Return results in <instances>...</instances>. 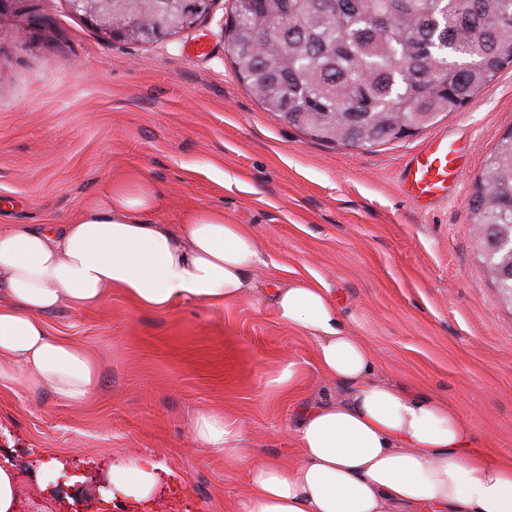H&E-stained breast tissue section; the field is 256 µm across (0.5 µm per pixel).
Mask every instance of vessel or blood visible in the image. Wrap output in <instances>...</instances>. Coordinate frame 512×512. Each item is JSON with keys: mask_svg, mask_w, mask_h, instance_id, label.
Wrapping results in <instances>:
<instances>
[{"mask_svg": "<svg viewBox=\"0 0 512 512\" xmlns=\"http://www.w3.org/2000/svg\"><path fill=\"white\" fill-rule=\"evenodd\" d=\"M458 156L447 136L434 137L407 162L401 190L426 207L448 193V179L458 172Z\"/></svg>", "mask_w": 512, "mask_h": 512, "instance_id": "b4317fda", "label": "vessel or blood"}]
</instances>
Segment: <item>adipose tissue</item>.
I'll return each instance as SVG.
<instances>
[{"label":"adipose tissue","mask_w":512,"mask_h":512,"mask_svg":"<svg viewBox=\"0 0 512 512\" xmlns=\"http://www.w3.org/2000/svg\"><path fill=\"white\" fill-rule=\"evenodd\" d=\"M160 199L155 184L126 176L70 223L0 225V384L46 389L72 405L90 399L94 359L46 327L64 304L92 308L112 288L155 311L255 299L311 339L322 378L338 391L302 410L291 464L248 461L235 419L196 417L199 446L248 465L234 512H512V457L472 452L448 403L380 376L321 281L260 277L266 261L250 225L208 208L158 224ZM157 470L143 457L114 462L113 498L150 502Z\"/></svg>","instance_id":"adipose-tissue-1"}]
</instances>
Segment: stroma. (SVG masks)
<instances>
[{
	"label": "stroma",
	"mask_w": 512,
	"mask_h": 512,
	"mask_svg": "<svg viewBox=\"0 0 512 512\" xmlns=\"http://www.w3.org/2000/svg\"><path fill=\"white\" fill-rule=\"evenodd\" d=\"M43 23L0 19L1 224H66L113 177L153 181L157 223L196 208L251 225L269 266L320 278L376 370L448 401L479 452L512 456V305L498 297L469 231L468 201L512 128V67L420 133L370 148L309 139L263 110L221 37L232 0L190 32L153 44L100 38L67 0H39ZM439 133L457 139L460 176L417 210L404 162ZM96 361L99 388L70 406L0 386V464L19 474L20 512H140L112 499L114 461L159 463L149 512H232L247 466L199 447L202 412L235 418L251 459L293 462L289 429L329 392L313 345L254 300L138 307L112 290L93 309L50 314ZM291 385L274 380L287 366ZM64 465L40 490L41 465Z\"/></svg>",
	"instance_id": "obj_1"
}]
</instances>
